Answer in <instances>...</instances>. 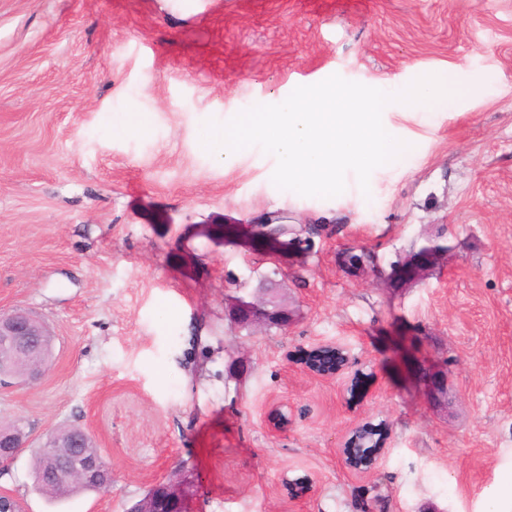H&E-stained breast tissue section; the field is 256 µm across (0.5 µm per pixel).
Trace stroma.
<instances>
[{"mask_svg": "<svg viewBox=\"0 0 512 512\" xmlns=\"http://www.w3.org/2000/svg\"><path fill=\"white\" fill-rule=\"evenodd\" d=\"M385 91L469 88L384 119L412 145L330 198L278 189L274 156L200 142L331 75ZM136 121L139 132L127 125ZM308 253L226 238L269 216ZM444 254L383 279L426 243ZM372 250L379 275L336 263ZM279 266L285 330L239 329L233 283ZM54 336L0 468L25 512H127L157 482L190 512H512V0H0V311ZM343 348L344 366L308 357ZM448 368L431 402L424 368ZM78 427L112 463L98 492L32 491L31 451ZM27 423L24 417L14 420L9 432H0V465L11 462L21 448H25Z\"/></svg>", "mask_w": 512, "mask_h": 512, "instance_id": "1", "label": "stroma"}]
</instances>
